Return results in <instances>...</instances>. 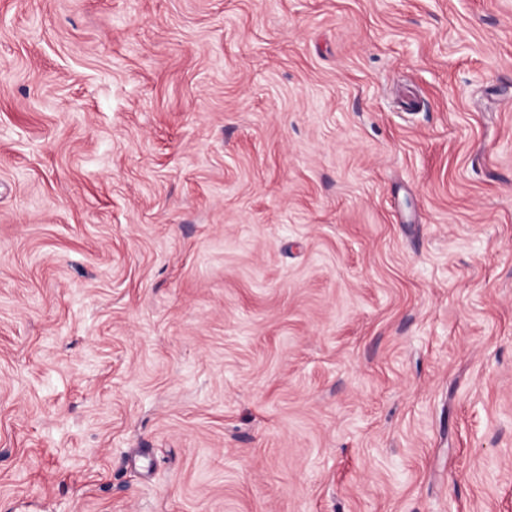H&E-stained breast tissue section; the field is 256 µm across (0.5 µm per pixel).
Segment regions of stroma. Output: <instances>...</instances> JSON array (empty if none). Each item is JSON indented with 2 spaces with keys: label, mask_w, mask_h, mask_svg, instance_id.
Masks as SVG:
<instances>
[{
  "label": "stroma",
  "mask_w": 512,
  "mask_h": 512,
  "mask_svg": "<svg viewBox=\"0 0 512 512\" xmlns=\"http://www.w3.org/2000/svg\"><path fill=\"white\" fill-rule=\"evenodd\" d=\"M0 512H512V0H0Z\"/></svg>",
  "instance_id": "35a3bbf8"
}]
</instances>
